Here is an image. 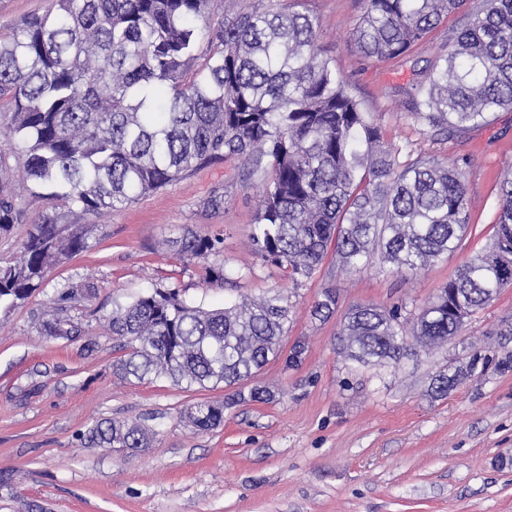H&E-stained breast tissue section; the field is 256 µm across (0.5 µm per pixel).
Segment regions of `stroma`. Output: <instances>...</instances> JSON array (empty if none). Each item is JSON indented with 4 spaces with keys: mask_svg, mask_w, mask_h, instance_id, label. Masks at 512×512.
<instances>
[{
    "mask_svg": "<svg viewBox=\"0 0 512 512\" xmlns=\"http://www.w3.org/2000/svg\"><path fill=\"white\" fill-rule=\"evenodd\" d=\"M318 20L317 42L372 112L385 146L437 158L462 170L468 231L433 265L396 272L375 262L348 271L328 252L312 278L292 281L255 254L251 228L264 178L242 181L235 160L196 173L96 217L90 250L54 268L24 302L0 305V512H512V287L466 320L459 336L399 363L363 367L337 352L354 306L401 307L416 315L458 267L490 241L499 182L512 169V110L490 124L447 135L417 126L408 102L423 71L448 48L464 13L449 15L407 56L362 57L351 34L366 0H303ZM27 223L0 234V261L19 257L29 220L49 209L20 171L9 174ZM224 205L207 207L213 190ZM222 244L208 261L182 260L171 242L184 229ZM224 265V287L205 280ZM93 285L68 305V336L42 328L57 288ZM176 288L216 308L244 297H290L289 341H303L301 363L273 361L238 387L185 388L166 379L125 381L112 362L107 327L115 303L153 288ZM334 312L313 318L322 291ZM457 375L447 395L432 394L439 373ZM272 400L254 401V387ZM225 402L223 423L200 431L184 413ZM153 431L146 448H100L82 435L105 421Z\"/></svg>",
    "mask_w": 512,
    "mask_h": 512,
    "instance_id": "35a3bbf8",
    "label": "stroma"
}]
</instances>
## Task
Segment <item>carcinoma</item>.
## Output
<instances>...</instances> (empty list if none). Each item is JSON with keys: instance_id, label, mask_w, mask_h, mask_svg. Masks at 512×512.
Instances as JSON below:
<instances>
[{"instance_id": "1", "label": "carcinoma", "mask_w": 512, "mask_h": 512, "mask_svg": "<svg viewBox=\"0 0 512 512\" xmlns=\"http://www.w3.org/2000/svg\"><path fill=\"white\" fill-rule=\"evenodd\" d=\"M223 0H50L43 14L0 33V108L12 112L14 153L26 180L52 201L30 225L23 255L0 264V302L15 305L48 271L90 248L86 216L126 206L214 161H241L242 176L266 173L251 230L258 256L311 278L334 248L350 271L375 256L417 271L454 252L468 227L466 186L456 167L416 157L400 164L381 141L373 113L317 45V19L296 4H257L215 14ZM467 0H367L353 32L358 51L385 61L405 55ZM410 106L415 122L455 135L512 109V0H477L449 38ZM0 233L23 222L3 182ZM492 244L477 252L418 316L360 305L340 350L363 366L398 363L410 340L457 335L470 317L512 286V177L500 185ZM183 260H205L220 239L185 229L173 241ZM58 293L43 328L68 336ZM324 292L311 315L334 312ZM462 315H457V312ZM289 296L206 309L177 288H156L107 317L124 351L115 373L139 381L230 387L284 355ZM185 418L207 430L224 404L203 401ZM86 439L106 448H146L150 433L103 421Z\"/></svg>"}]
</instances>
